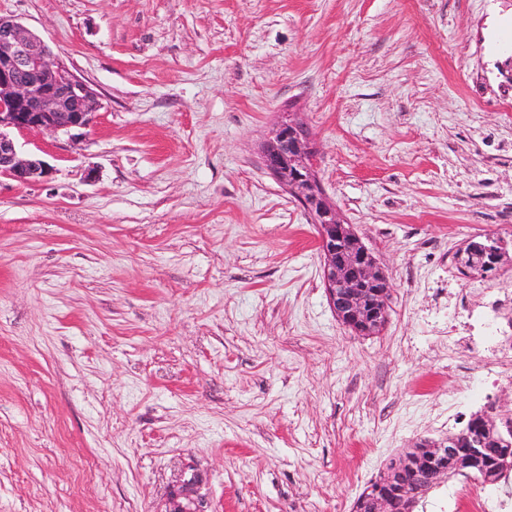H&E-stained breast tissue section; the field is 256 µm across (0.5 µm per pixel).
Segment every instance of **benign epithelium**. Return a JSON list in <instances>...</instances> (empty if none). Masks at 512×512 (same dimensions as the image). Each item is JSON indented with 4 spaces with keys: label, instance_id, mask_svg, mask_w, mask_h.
Instances as JSON below:
<instances>
[{
    "label": "benign epithelium",
    "instance_id": "1",
    "mask_svg": "<svg viewBox=\"0 0 512 512\" xmlns=\"http://www.w3.org/2000/svg\"><path fill=\"white\" fill-rule=\"evenodd\" d=\"M96 108L93 91L64 65L60 52L16 19L0 16V177L29 184L52 175L46 161L22 155L12 131L70 136L93 124ZM263 159L315 224L324 256L322 278L337 320L357 335L380 332L388 317L390 281L336 205L327 200L304 127L291 117L280 121L269 134ZM488 453L473 441L463 448L454 441L448 446V457L465 468L482 467ZM198 485L195 474L183 481L180 495L188 504L179 503L172 512H206L204 501L194 498ZM369 512H395V500L388 494L374 496Z\"/></svg>",
    "mask_w": 512,
    "mask_h": 512
}]
</instances>
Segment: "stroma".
<instances>
[{
	"instance_id": "obj_1",
	"label": "stroma",
	"mask_w": 512,
	"mask_h": 512,
	"mask_svg": "<svg viewBox=\"0 0 512 512\" xmlns=\"http://www.w3.org/2000/svg\"><path fill=\"white\" fill-rule=\"evenodd\" d=\"M96 93L15 133L0 180V512H353L449 433L445 257L512 225V0H0ZM308 126L384 266L343 328L299 202L264 167ZM199 485V478L196 474H192L190 478L183 481L180 494L188 500L189 504L183 505L178 503L172 512H207L204 510V501L202 499H194L193 496L197 492V486ZM190 504L194 505V508L190 507Z\"/></svg>"
}]
</instances>
